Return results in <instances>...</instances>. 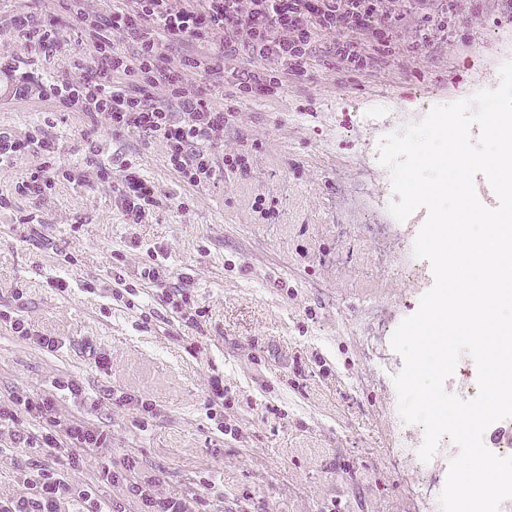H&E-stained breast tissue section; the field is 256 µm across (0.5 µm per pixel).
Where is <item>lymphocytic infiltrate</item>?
<instances>
[{
	"label": "lymphocytic infiltrate",
	"mask_w": 512,
	"mask_h": 512,
	"mask_svg": "<svg viewBox=\"0 0 512 512\" xmlns=\"http://www.w3.org/2000/svg\"><path fill=\"white\" fill-rule=\"evenodd\" d=\"M86 3L67 0L63 13L51 18L28 11L13 17L8 35L19 42L29 65L20 72L15 63L0 61V72L16 75L14 97L22 100L34 91L41 100L104 120L113 134L145 133L164 146L168 166L191 186L243 169L246 160L241 153L215 158L212 148L223 141L230 115L214 106L205 89L188 87V74H227L251 96L273 97L288 80L309 76L312 47L320 34L332 35L335 58L359 72L392 57V42L407 16L418 21L417 38L408 44L414 53L425 48L433 31L447 32L452 17L438 0H197L193 5L188 0H132L106 15L90 12ZM122 39L135 45L134 53L119 48ZM183 40L209 44L211 50L171 60L166 44ZM77 41L89 46V55L74 50ZM245 49L254 59L277 65V72L239 73L236 64ZM60 55L73 62L70 76L43 79L31 73L38 61ZM25 153L42 157L43 164L17 182V193L51 189L62 168L59 147L34 133L21 138L0 131V167ZM51 388L36 397L10 394L0 407V433H9L25 448L67 456L68 466L25 477L20 492L0 497V512H62L66 497L77 503V512H106L92 489L74 487L68 479L69 469L80 462L73 449L105 450L109 439L104 431L81 416L53 420L39 433L19 426L20 414L40 417L51 411L56 393L81 392L68 376L53 378ZM100 478L124 485L144 512H195L187 498L160 496L155 477L136 463L120 470L104 466Z\"/></svg>",
	"instance_id": "f902f5d3"
}]
</instances>
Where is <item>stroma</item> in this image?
Returning a JSON list of instances; mask_svg holds the SVG:
<instances>
[{"label":"stroma","instance_id":"stroma-1","mask_svg":"<svg viewBox=\"0 0 512 512\" xmlns=\"http://www.w3.org/2000/svg\"><path fill=\"white\" fill-rule=\"evenodd\" d=\"M330 43L319 37L314 73L271 99L246 98L230 77L189 75L233 115L214 155L248 158L247 170L199 187L169 169L159 142L14 99L0 78V128L53 141L72 174L23 197L15 184L39 158L0 168L10 201L0 209V309L63 342L50 352L0 322V398L43 394L59 375L96 394L82 410L58 398L52 415L83 414L110 436L109 456L81 451L69 475L110 512L141 506L99 482L107 459L136 461L159 493L196 499L197 512H441L458 450L445 439L420 459L424 431L399 415L393 378L404 360L391 346L434 277L414 281L388 255L414 243L427 211L393 225L373 160L383 132L361 115L378 107L419 119L461 90L488 89L512 60V8L462 0L456 30L366 73L347 72ZM91 138L108 170L79 182ZM129 161L157 198L139 218L120 201ZM155 249L172 272L162 287L140 277ZM61 277L67 290L55 286ZM179 286L184 311L204 313L198 325L166 303ZM121 392L151 400L152 414L117 401ZM62 465L2 435L0 496Z\"/></svg>","mask_w":512,"mask_h":512}]
</instances>
